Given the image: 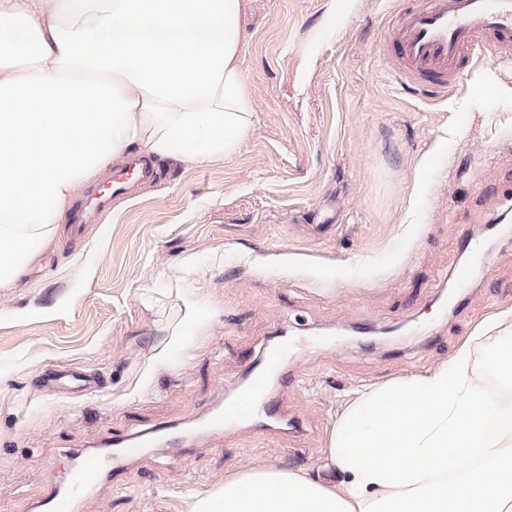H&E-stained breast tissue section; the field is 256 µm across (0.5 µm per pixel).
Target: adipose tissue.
<instances>
[{"label":"adipose tissue","mask_w":512,"mask_h":512,"mask_svg":"<svg viewBox=\"0 0 512 512\" xmlns=\"http://www.w3.org/2000/svg\"><path fill=\"white\" fill-rule=\"evenodd\" d=\"M247 0H0V288L138 150L197 163L254 127ZM315 474L255 465L192 512H512V308L446 364L356 392Z\"/></svg>","instance_id":"adipose-tissue-1"}]
</instances>
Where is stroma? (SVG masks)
Returning <instances> with one entry per match:
<instances>
[{
    "instance_id": "obj_1",
    "label": "stroma",
    "mask_w": 512,
    "mask_h": 512,
    "mask_svg": "<svg viewBox=\"0 0 512 512\" xmlns=\"http://www.w3.org/2000/svg\"><path fill=\"white\" fill-rule=\"evenodd\" d=\"M421 2L251 0L255 123L237 152L161 162L82 236L21 257L0 288V512H30L61 449L224 402L281 329L273 391L305 436L243 422L197 453L155 449L83 512H190L253 465L315 472L355 390L447 362L512 307L511 242L457 278L462 236L512 207V70L480 61L445 92L395 81L383 36Z\"/></svg>"
}]
</instances>
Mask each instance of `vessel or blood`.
I'll list each match as a JSON object with an SVG mask.
<instances>
[{
  "instance_id": "1",
  "label": "vessel or blood",
  "mask_w": 512,
  "mask_h": 512,
  "mask_svg": "<svg viewBox=\"0 0 512 512\" xmlns=\"http://www.w3.org/2000/svg\"><path fill=\"white\" fill-rule=\"evenodd\" d=\"M386 41L399 49L393 73L400 83L445 90L455 86L476 60L512 66V0H424L423 6L400 15ZM154 176L152 164L140 158L131 161L127 171L112 176L107 187L77 206L69 217L73 231L81 232L113 198L134 195ZM282 364L279 349L268 345L250 365L236 394L195 420L190 429L126 430L89 448L65 450L69 477L47 483L35 505L37 512H81L103 483L160 443L192 452L241 421L252 422L261 431L281 423L301 431L299 421L285 419L279 399L269 389Z\"/></svg>"
}]
</instances>
